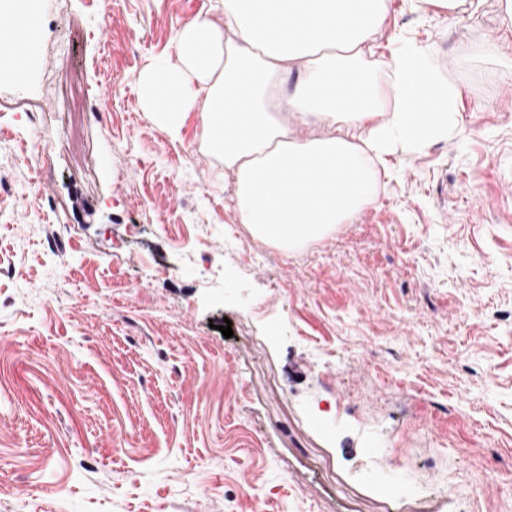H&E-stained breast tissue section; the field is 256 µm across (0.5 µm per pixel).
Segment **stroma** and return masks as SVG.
Instances as JSON below:
<instances>
[{
	"mask_svg": "<svg viewBox=\"0 0 512 512\" xmlns=\"http://www.w3.org/2000/svg\"><path fill=\"white\" fill-rule=\"evenodd\" d=\"M213 5L35 0L0 73V512H384L396 448L400 512H512V20L391 0L458 113L288 253L141 107Z\"/></svg>",
	"mask_w": 512,
	"mask_h": 512,
	"instance_id": "obj_1",
	"label": "stroma"
}]
</instances>
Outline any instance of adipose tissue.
<instances>
[{"label": "adipose tissue", "instance_id": "ef3b65f1", "mask_svg": "<svg viewBox=\"0 0 512 512\" xmlns=\"http://www.w3.org/2000/svg\"><path fill=\"white\" fill-rule=\"evenodd\" d=\"M219 3L223 24L206 12L179 28L175 63L146 68L139 96L174 137L202 108L207 146L232 175L239 221L254 237L291 252L325 238L375 199L376 161L447 135L460 90L427 50L371 60L389 0ZM313 118L328 132L296 139L291 121Z\"/></svg>", "mask_w": 512, "mask_h": 512}]
</instances>
